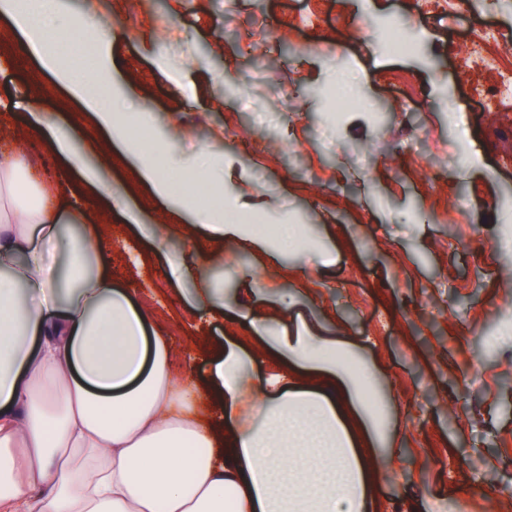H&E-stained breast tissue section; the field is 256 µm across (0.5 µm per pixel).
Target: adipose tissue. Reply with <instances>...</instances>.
I'll return each instance as SVG.
<instances>
[{"mask_svg":"<svg viewBox=\"0 0 512 512\" xmlns=\"http://www.w3.org/2000/svg\"><path fill=\"white\" fill-rule=\"evenodd\" d=\"M58 0H0L28 51L86 112L104 144L118 142L139 184L161 199L175 192L179 162L163 142L136 132L141 99L93 93L108 73L97 64L61 65L51 49ZM47 151L91 193L119 191L86 163L48 113L33 115ZM25 153H0V512H372L371 456L391 437L373 375L354 349L297 327L266 333L247 315L253 348L230 345L211 363L207 386L176 367L168 337L115 284L99 228L80 203L62 209V184L30 177ZM224 176L211 173L210 205L186 207L216 242L248 245L259 259L274 248L224 208ZM78 225L59 263L61 227ZM275 353L283 373L255 388L253 362ZM332 382L308 388L304 373ZM219 399L227 432L203 415ZM349 403L340 409L337 398Z\"/></svg>","mask_w":512,"mask_h":512,"instance_id":"ef3b65f1","label":"adipose tissue"}]
</instances>
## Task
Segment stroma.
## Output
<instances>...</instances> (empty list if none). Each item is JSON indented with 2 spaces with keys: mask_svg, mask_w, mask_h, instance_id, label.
I'll list each match as a JSON object with an SVG mask.
<instances>
[{
  "mask_svg": "<svg viewBox=\"0 0 512 512\" xmlns=\"http://www.w3.org/2000/svg\"><path fill=\"white\" fill-rule=\"evenodd\" d=\"M59 19L94 11L115 29L106 90L136 86L146 126L182 160L180 192L195 197L201 159L224 167V199L248 198L247 223L301 226L306 244L256 263L228 240L184 229L176 200L138 185L120 150L88 155L124 189L157 236L90 196L110 229L112 279L197 373L260 310L269 331L295 321L357 349L374 374L393 443L371 461L377 512H512V109L476 105L458 69L480 30L512 29V0H466L459 16L424 15L417 0H61ZM410 27L419 50L389 52L382 29ZM0 99L14 107L0 144L22 147L37 172L73 190L62 160L38 146L33 115L55 113L84 144V112L0 18ZM405 70L421 89L401 108L387 79ZM349 100L344 116L337 98ZM232 136H225V127ZM223 249L224 261L208 257ZM185 263L224 284V317L191 313ZM254 271L252 294L240 269Z\"/></svg>",
  "mask_w": 512,
  "mask_h": 512,
  "instance_id": "obj_1",
  "label": "stroma"
}]
</instances>
